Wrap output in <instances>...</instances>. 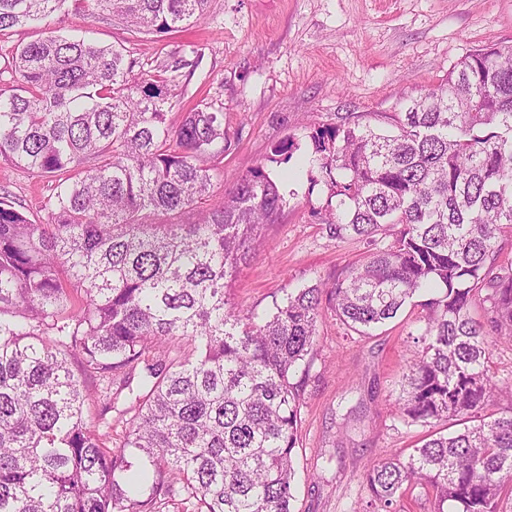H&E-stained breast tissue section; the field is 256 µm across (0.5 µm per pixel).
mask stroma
<instances>
[{
	"instance_id": "1",
	"label": "stroma",
	"mask_w": 512,
	"mask_h": 512,
	"mask_svg": "<svg viewBox=\"0 0 512 512\" xmlns=\"http://www.w3.org/2000/svg\"><path fill=\"white\" fill-rule=\"evenodd\" d=\"M49 25L123 46L145 61L202 47L182 104L224 106L228 149L211 203L253 166L275 178L291 174L281 185L286 204L278 221L264 227L263 248L230 290L233 305L262 315L285 291L333 280L371 249L357 238L331 237L317 218L327 189L313 159L315 128L346 113L379 126L381 113L402 111L472 50L512 46V0H210L204 21L167 37L71 10L54 14ZM287 138L288 158L274 152ZM0 188L31 220L44 221L47 179L0 164ZM421 314V307H406L361 336L323 311L314 350L296 375L301 424L292 512H359L370 499L360 479L365 466L422 435V427L391 414Z\"/></svg>"
}]
</instances>
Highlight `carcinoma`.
Instances as JSON below:
<instances>
[{
	"mask_svg": "<svg viewBox=\"0 0 512 512\" xmlns=\"http://www.w3.org/2000/svg\"><path fill=\"white\" fill-rule=\"evenodd\" d=\"M77 12L138 34L178 33L208 0H0V31ZM204 57L145 65L126 49L45 29L0 68V161L52 179L36 224L0 194V512H291L300 385L322 304L361 335L424 288L425 327L394 416L434 428L370 463L386 509L414 485L432 512H512V46L471 51L445 82L384 116L312 134L338 239L392 236L331 283L286 292L270 313L227 293L286 205L255 166L209 206L224 107L173 112ZM79 358L81 375L70 368ZM128 390L118 450L84 417V378ZM117 389H112V385ZM150 469H133L131 458Z\"/></svg>",
	"mask_w": 512,
	"mask_h": 512,
	"instance_id": "cac0c4a2",
	"label": "carcinoma"
}]
</instances>
